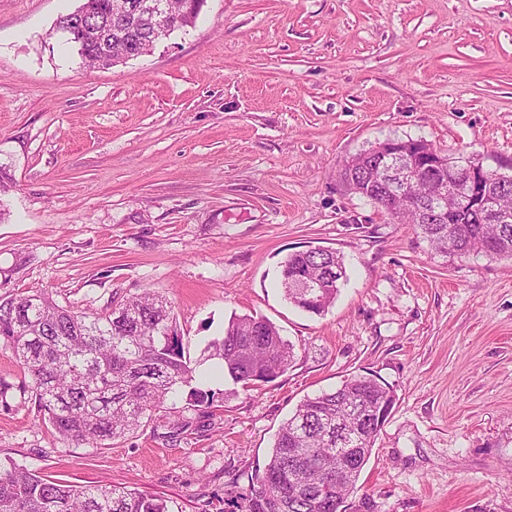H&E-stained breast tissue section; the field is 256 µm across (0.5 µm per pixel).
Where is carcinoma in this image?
<instances>
[{
	"label": "carcinoma",
	"instance_id": "cac0c4a2",
	"mask_svg": "<svg viewBox=\"0 0 512 512\" xmlns=\"http://www.w3.org/2000/svg\"><path fill=\"white\" fill-rule=\"evenodd\" d=\"M113 0H82L74 11L57 19L56 28L74 27L77 13L87 11L94 22L114 18ZM180 27L194 24L201 8L186 11L175 0ZM83 48L81 57L99 66L100 51L88 36L73 30ZM152 26L141 20L125 34L126 44L114 54L145 55L153 50ZM373 171L363 152L347 160L340 180L346 190ZM486 190L512 211V182L487 171ZM400 223L431 249L450 258L483 254L512 259V223L487 224L469 205L447 224H424L417 209L390 199ZM326 281L310 293L304 281ZM347 280L343 256L323 248L291 252L282 262L280 285L291 305L314 315L324 314ZM0 345L9 349L30 378L38 406L65 441L102 446L135 432L165 409L177 387L189 388L186 409L197 418L209 416L216 393L203 389L197 367L210 359L223 361L224 375L248 391L281 376L294 359V348L277 326L249 314L232 315L224 335L208 342L205 355L193 363L184 356L171 304L149 289L102 312L76 311L50 294L35 292L0 296ZM395 392L373 374L354 375L341 386L304 399L281 425L264 467L250 477L247 488L227 489L228 512H339L360 491L358 482L382 426L362 421L359 414L393 409ZM342 448L357 449L358 462L343 481L309 485L310 475L291 463L292 450L302 451L300 466L333 469ZM0 512H183L162 496L112 485H78L45 479L13 462L0 463Z\"/></svg>",
	"mask_w": 512,
	"mask_h": 512
}]
</instances>
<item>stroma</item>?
<instances>
[{
	"label": "stroma",
	"mask_w": 512,
	"mask_h": 512,
	"mask_svg": "<svg viewBox=\"0 0 512 512\" xmlns=\"http://www.w3.org/2000/svg\"><path fill=\"white\" fill-rule=\"evenodd\" d=\"M80 0H0V296L89 313L151 289L187 358L232 313L294 346L275 381L164 439L158 413L112 446L61 440L0 347V459L75 484L223 512L306 397L371 373L397 402L348 512H512V261L442 258L339 181L345 160L421 138L512 173V0H205L149 54L87 66L57 32ZM343 255L316 316L283 261ZM302 248L291 252L283 261L280 285L291 305L314 315H323L333 304L341 285L347 280L343 256L323 248ZM307 250L306 252H303ZM336 273L334 280H326V288H300L305 281H325ZM306 289H322L310 293Z\"/></svg>",
	"instance_id": "obj_1"
}]
</instances>
